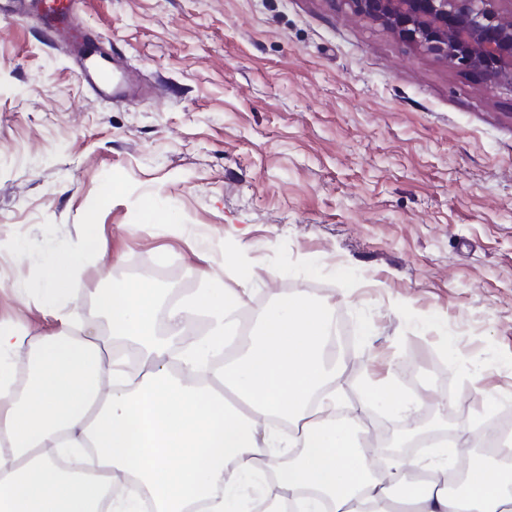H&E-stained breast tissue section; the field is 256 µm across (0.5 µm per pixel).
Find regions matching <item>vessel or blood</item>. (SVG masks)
<instances>
[{"label": "vessel or blood", "instance_id": "1", "mask_svg": "<svg viewBox=\"0 0 512 512\" xmlns=\"http://www.w3.org/2000/svg\"><path fill=\"white\" fill-rule=\"evenodd\" d=\"M22 9L40 12L44 23L66 44L72 65L85 83L101 94L120 98L126 95L123 81L108 76L98 57L88 50L89 36L73 24L77 0H60V7L49 10L42 0H17Z\"/></svg>", "mask_w": 512, "mask_h": 512}]
</instances>
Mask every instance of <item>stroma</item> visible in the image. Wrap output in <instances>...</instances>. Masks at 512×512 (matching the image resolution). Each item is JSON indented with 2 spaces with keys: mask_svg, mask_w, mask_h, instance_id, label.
I'll list each match as a JSON object with an SVG mask.
<instances>
[{
  "mask_svg": "<svg viewBox=\"0 0 512 512\" xmlns=\"http://www.w3.org/2000/svg\"><path fill=\"white\" fill-rule=\"evenodd\" d=\"M75 22L140 92L98 96L0 10V322L53 327L40 259L98 198L112 267L87 256L76 305L137 267L188 294L205 262L255 320L303 290L346 334L337 409L386 380L375 442L451 402L480 447L512 409V91L335 0H81ZM367 402L380 403L390 410L399 406V398L394 388L389 384H370L367 386Z\"/></svg>",
  "mask_w": 512,
  "mask_h": 512,
  "instance_id": "35a3bbf8",
  "label": "stroma"
}]
</instances>
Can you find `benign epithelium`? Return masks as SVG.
<instances>
[{"mask_svg":"<svg viewBox=\"0 0 512 512\" xmlns=\"http://www.w3.org/2000/svg\"><path fill=\"white\" fill-rule=\"evenodd\" d=\"M512 0H345L358 16L370 19L420 51L453 68L477 74L490 89L512 91ZM426 435L415 429L388 436L385 454L404 456Z\"/></svg>","mask_w":512,"mask_h":512,"instance_id":"benign-epithelium-1","label":"benign epithelium"}]
</instances>
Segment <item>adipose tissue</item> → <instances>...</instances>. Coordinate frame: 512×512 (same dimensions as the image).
<instances>
[{"instance_id": "1", "label": "adipose tissue", "mask_w": 512, "mask_h": 512, "mask_svg": "<svg viewBox=\"0 0 512 512\" xmlns=\"http://www.w3.org/2000/svg\"><path fill=\"white\" fill-rule=\"evenodd\" d=\"M90 253L111 265L92 233L46 261L35 289L55 330L0 327V512H138L144 495L154 512H235L250 477L269 471V496L298 512H394L399 502L411 512H512V448L470 456L460 496L436 465L393 493L390 472L370 466L350 421L327 415L342 370L326 352L331 307L300 291L279 296L244 351L211 370L208 356L239 327L232 312L244 291L206 271L201 288L171 301L151 282L128 281L91 290L90 317L78 323L63 308ZM202 314L208 333L172 372L157 322L181 335ZM118 340L139 353L137 374L111 357ZM272 417L292 424L288 438L268 431ZM284 442L298 451L292 461L271 453ZM88 447L100 467L93 475L60 469L49 454L76 459Z\"/></svg>"}]
</instances>
